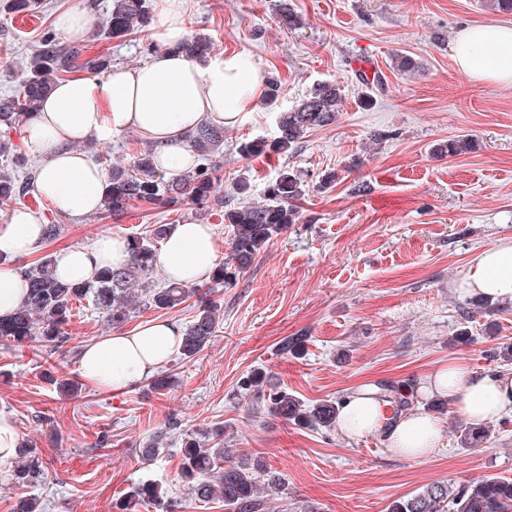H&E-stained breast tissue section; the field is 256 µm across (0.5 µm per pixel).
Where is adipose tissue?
I'll use <instances>...</instances> for the list:
<instances>
[{
  "label": "adipose tissue",
  "mask_w": 512,
  "mask_h": 512,
  "mask_svg": "<svg viewBox=\"0 0 512 512\" xmlns=\"http://www.w3.org/2000/svg\"><path fill=\"white\" fill-rule=\"evenodd\" d=\"M187 0H156L159 25L155 50L135 67L115 66L103 77H72L56 83L25 126L27 147L40 156L35 181L39 196L51 200L72 220L95 213L105 193L102 169L87 155L72 151L75 143L111 140L125 129L137 130L154 145L157 168L167 171L194 166L197 156L189 134L205 125L231 127L252 112L266 78L246 52L220 53L188 60L177 45L186 37ZM458 68L475 81L512 86V26L477 24L461 31L453 47ZM44 240L41 215L28 207L12 209L0 222V315L23 301L27 284L14 260L34 254ZM123 237L108 234L91 245H72L54 254L57 276L69 282L90 280L102 269L127 263ZM218 246L210 225L188 221L175 225L164 239L157 263L172 283L205 280L217 265ZM460 292L512 305V239L486 247L458 282ZM182 339L173 319H152L86 345L80 353L82 375L99 387L121 392L166 364ZM428 389L458 402L473 424L512 414V374H477L462 363L431 372ZM379 389L365 385L347 397L337 416L347 439L385 435L391 452L418 458L436 446L440 425L432 416L408 410L393 418Z\"/></svg>",
  "instance_id": "1"
}]
</instances>
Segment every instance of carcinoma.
Returning a JSON list of instances; mask_svg holds the SVG:
<instances>
[{"label": "carcinoma", "instance_id": "obj_1", "mask_svg": "<svg viewBox=\"0 0 512 512\" xmlns=\"http://www.w3.org/2000/svg\"><path fill=\"white\" fill-rule=\"evenodd\" d=\"M279 24L288 29L302 26V18L288 3L279 5ZM150 23L146 0H111L102 19L101 28L107 38H124L135 28ZM84 48L62 45L51 31L43 34L41 49L30 62L22 80L20 93L0 98V126L8 129L38 111L43 98L51 91L58 77L78 67ZM182 52L196 58L213 52L212 43L202 37H191L182 44ZM341 89L332 83H322L277 117V133L273 140L251 141L240 146L245 155L266 152L285 155L304 138L305 134L336 122ZM190 142L199 157V164L183 174L175 183H166L158 174L153 153L143 151L129 166H112L106 179L105 214L120 216L133 204L144 203L162 207H178L186 202L195 205L210 201L224 208V222L232 234L229 254L224 264L212 274L217 284H229L245 273L259 251L272 238L299 221L297 201L305 194L301 178L291 170L281 169L268 182L264 202L228 206L218 194L212 158L224 142V129L204 126L191 136ZM471 149L467 137L440 143L435 152L456 156ZM34 177L18 178L0 169V207L5 209L17 198L29 194ZM129 260L125 267L104 269L89 281L80 284L60 280L54 272L53 259L43 256L35 265L24 270L28 285L25 300L8 316L0 317V341L23 345L38 340L52 352L67 342L63 326L71 315L73 303L92 299L107 313L112 326L126 323L131 314L143 308L173 310L199 293L193 285L169 284L156 288L150 275L157 267L156 251L150 240L141 236L126 238ZM220 305L208 299L200 302L195 319L187 327L181 341L184 358L198 356L214 336L219 320ZM256 390L255 396L267 410L289 421L308 427L331 428L336 425L339 403L323 401L306 406L286 390H265L261 375L245 381ZM384 396L396 412L412 405L413 393L404 384L387 385ZM224 430L217 429L202 441L189 435L182 441L181 480L189 497L201 502L221 501L225 512H264L268 495L284 491V484L258 463L235 462L224 450ZM459 443L464 448H476L490 440L483 426L466 425L460 429ZM13 477L20 485L42 482L44 469L39 457L30 448L18 450ZM131 497L149 502L162 512H178L176 502L164 498L159 486L138 485ZM387 512H512V478L482 476L452 487L435 481L406 499L392 501Z\"/></svg>", "mask_w": 512, "mask_h": 512}]
</instances>
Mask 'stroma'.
I'll use <instances>...</instances> for the list:
<instances>
[{
  "mask_svg": "<svg viewBox=\"0 0 512 512\" xmlns=\"http://www.w3.org/2000/svg\"><path fill=\"white\" fill-rule=\"evenodd\" d=\"M76 0H35L17 13L0 0V95L19 89L44 31ZM279 0H187L189 35L211 40L215 52L245 51L282 88L275 101L259 99L249 119L225 129L215 159L224 195L249 184L246 201L264 197L269 180L287 167L301 175L300 219L261 250L251 268L227 286L213 287L219 328L194 359L174 355L161 374L171 386L140 381L112 392L83 378L82 348L113 327L85 299L75 304L68 340L50 353L31 342L0 344V413L36 448L44 481H12L0 467V512L19 498L40 501L43 512H119L144 481L179 499L183 512H224L220 502L186 498L180 481L184 433L220 426L234 458H258L285 485L268 512H386L433 481L459 484L493 475L512 477V417L492 421L491 439L461 447L465 419L457 405L419 388L439 364L457 360L470 371L502 369L495 351L512 343V306L484 315L476 296L454 284L485 247L512 238V87L471 80L456 66L452 44L465 26L504 22L512 14L490 0H288L303 20L282 27ZM151 28L121 39L86 37L84 59L110 55L113 65L136 66L152 50ZM400 55L418 66L403 73ZM370 61L377 83L366 85L352 67ZM338 84L343 101L336 123L306 134L281 157L246 156L242 142L272 140L278 112L314 86ZM466 135L467 153L436 154L439 143ZM146 147L132 130L84 150L102 169L132 162ZM338 179L323 185L327 171ZM22 204L61 232L42 254L87 245L105 233L145 235L161 224L194 220L211 225L220 255L231 228L218 206L164 208L133 205L123 216L91 214L74 223L48 200L28 194ZM473 341L451 345L457 330ZM303 340L284 352L288 338ZM266 376L304 402L341 400L361 383L415 385L414 405L442 429L428 456L405 459L378 435L343 438L336 429L296 425L256 406L245 382ZM165 439L146 457L155 432Z\"/></svg>",
  "mask_w": 512,
  "mask_h": 512,
  "instance_id": "stroma-1",
  "label": "stroma"
}]
</instances>
